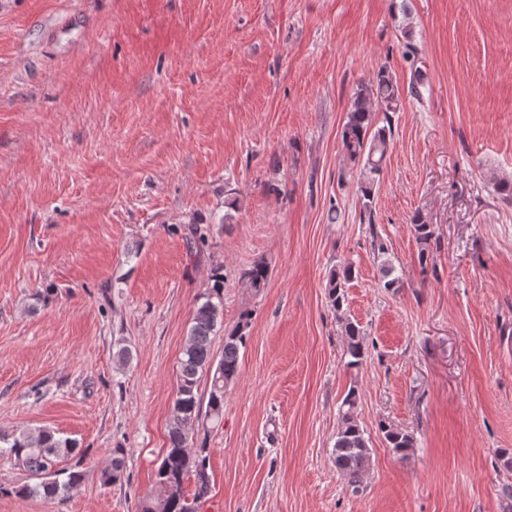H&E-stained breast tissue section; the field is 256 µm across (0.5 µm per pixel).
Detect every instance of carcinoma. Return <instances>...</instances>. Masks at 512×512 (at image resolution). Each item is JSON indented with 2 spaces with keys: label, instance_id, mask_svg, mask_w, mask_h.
Masks as SVG:
<instances>
[{
  "label": "carcinoma",
  "instance_id": "obj_1",
  "mask_svg": "<svg viewBox=\"0 0 512 512\" xmlns=\"http://www.w3.org/2000/svg\"><path fill=\"white\" fill-rule=\"evenodd\" d=\"M401 93L393 75L381 68L370 82L357 84L350 101L347 120L341 131L343 156L351 169L358 172V189L362 207L360 223L369 225L373 250L386 253L385 243L378 239L374 229L373 201L381 179L383 167L393 147L394 114L400 111ZM383 113V125L375 123L377 113ZM410 224L421 245L419 262L426 265L439 245L434 238L433 226L416 213ZM381 287L398 288L402 276L390 264L381 267ZM268 267L261 262L241 273L242 282L258 291L265 287ZM354 276L352 265L347 264L329 271L326 282L328 301L339 313L341 335L346 341L349 365L356 366L364 357L363 332L359 325L343 316L346 288ZM213 287L200 296L188 329L179 359V375L174 410L167 433V448L156 467L153 494L143 501L140 512H200L201 505L211 491L209 454L205 444L193 448L189 445L190 431L200 419L219 423L224 417V394L239 373L240 349L244 347L251 326V314L241 313L233 329L224 334L221 355L213 353L212 344L217 331L223 327L224 273L219 266L212 272ZM210 376L207 403H202L197 382L201 375ZM358 391L352 387L339 406L340 424L333 444L332 459L337 472L357 490L370 466L369 439L358 422L356 409ZM383 438L393 453L401 458L414 447L413 437L403 431L383 425ZM77 448L75 441L62 438L49 427L30 430L19 427L9 432L0 431V457L14 461L29 475V483L17 493L47 500H63L80 486L85 478L83 470L58 468L59 460ZM124 477V451L116 448L109 465L98 472L104 486L117 484ZM194 484L191 495L183 492L185 482Z\"/></svg>",
  "mask_w": 512,
  "mask_h": 512
}]
</instances>
